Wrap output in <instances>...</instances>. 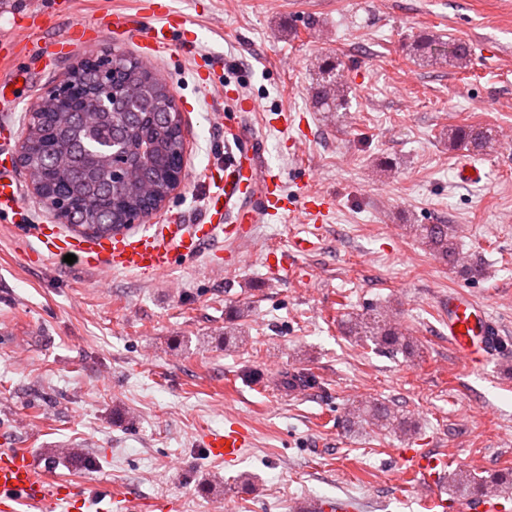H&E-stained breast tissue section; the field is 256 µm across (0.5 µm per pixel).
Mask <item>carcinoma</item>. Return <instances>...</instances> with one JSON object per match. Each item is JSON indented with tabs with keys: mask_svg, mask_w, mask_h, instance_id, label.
<instances>
[{
	"mask_svg": "<svg viewBox=\"0 0 512 512\" xmlns=\"http://www.w3.org/2000/svg\"><path fill=\"white\" fill-rule=\"evenodd\" d=\"M413 50L420 56L448 55L460 66L470 60V48L454 41L442 49L429 36L417 37ZM75 93L67 102L71 123L56 127L49 108L38 102L25 116V167L39 172L43 179L40 201L44 207L72 229H81L94 238L110 237L127 227L126 221L140 213L150 216V206L132 184L112 181L102 159L113 156L127 166L137 167L143 179L154 183L160 197L170 192V178L182 162V116L173 112V94L166 81L140 61L122 56L115 61L112 99L91 124L85 113L97 111L93 97L96 73L87 66L74 71ZM328 108L345 106L342 86L327 80L315 94ZM448 141L476 152L491 143V134L473 125L448 130ZM411 233L429 246L446 264L457 267V244L448 224H410ZM348 332L374 350L395 357L413 356L418 345L401 333L383 314L369 310L347 324ZM344 428L356 433L366 428L390 430L399 435L414 431L412 421L395 403L375 401L355 407L344 419ZM459 496L512 498V471L490 477L456 468L448 473Z\"/></svg>",
	"mask_w": 512,
	"mask_h": 512,
	"instance_id": "carcinoma-1",
	"label": "carcinoma"
}]
</instances>
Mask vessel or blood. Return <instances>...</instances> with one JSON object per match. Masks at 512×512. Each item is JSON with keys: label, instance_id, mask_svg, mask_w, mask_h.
I'll return each instance as SVG.
<instances>
[{"label": "vessel or blood", "instance_id": "vessel-or-blood-1", "mask_svg": "<svg viewBox=\"0 0 512 512\" xmlns=\"http://www.w3.org/2000/svg\"><path fill=\"white\" fill-rule=\"evenodd\" d=\"M70 8L71 0H40L39 10L15 18L13 33L0 35V65L9 67L7 73L0 75L1 114L17 110L33 81L30 72L14 67L16 52L52 64L64 57L74 44L121 35L144 42L149 52L154 53L168 49L173 33L185 24L182 17L170 13L164 0H148V10L158 19L150 27L143 25L140 15L115 11L97 24L69 25L47 45L28 39L30 30L51 24L55 15L68 13ZM248 160L245 166L236 160L226 166L222 192L211 196L207 203L206 223L185 224L174 218L149 234L93 243L62 237L45 227L38 234L42 255L60 260L72 254L89 268L154 276L170 269L173 255H197L223 236L246 239L254 224L288 212V196L279 175L262 163L258 153L249 154ZM0 218L18 227L30 221L19 184L4 159H0ZM440 317L448 329V344L465 367L479 368L490 360L497 329L485 305L452 290ZM250 442V433L233 422L206 430L200 436L207 454L228 465L239 462ZM402 461L407 472L414 476L418 492L429 498L431 507L447 512L448 501L431 494L436 482L448 471L447 456L427 448H408ZM29 507L37 512H172L174 505L164 500L146 507L123 490L104 494L85 483L61 481L48 470L39 469L26 449L1 441L0 512H25ZM301 512H360V507L355 498L336 496L308 501Z\"/></svg>", "mask_w": 512, "mask_h": 512}]
</instances>
